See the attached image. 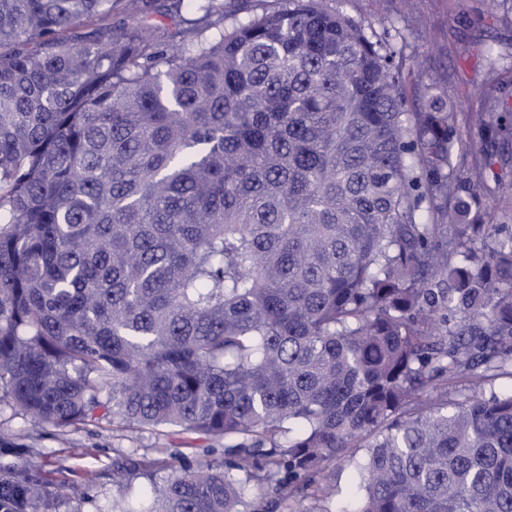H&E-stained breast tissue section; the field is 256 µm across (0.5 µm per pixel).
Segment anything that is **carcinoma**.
<instances>
[{
  "mask_svg": "<svg viewBox=\"0 0 512 512\" xmlns=\"http://www.w3.org/2000/svg\"><path fill=\"white\" fill-rule=\"evenodd\" d=\"M196 2L171 31L137 0H0L9 402L220 444L118 456L112 512H328L342 466L336 512H512V185L485 149L512 106L465 141L328 0Z\"/></svg>",
  "mask_w": 512,
  "mask_h": 512,
  "instance_id": "1",
  "label": "carcinoma"
}]
</instances>
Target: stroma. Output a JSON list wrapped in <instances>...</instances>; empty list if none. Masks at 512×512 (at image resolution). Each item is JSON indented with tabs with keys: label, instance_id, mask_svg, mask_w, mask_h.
I'll list each match as a JSON object with an SVG mask.
<instances>
[{
	"label": "stroma",
	"instance_id": "35a3bbf8",
	"mask_svg": "<svg viewBox=\"0 0 512 512\" xmlns=\"http://www.w3.org/2000/svg\"><path fill=\"white\" fill-rule=\"evenodd\" d=\"M397 49L408 111L431 97L451 104L463 138L481 141L478 116L501 98L489 79L490 59L512 64V0H329ZM140 7L164 27L200 20L191 0H141ZM209 437L178 427L164 432L129 431L110 425L64 430L19 414L0 397V481L9 478L10 449L26 447L31 473L45 488L43 512H110L116 491L112 460L157 448H193L204 453Z\"/></svg>",
	"mask_w": 512,
	"mask_h": 512
}]
</instances>
